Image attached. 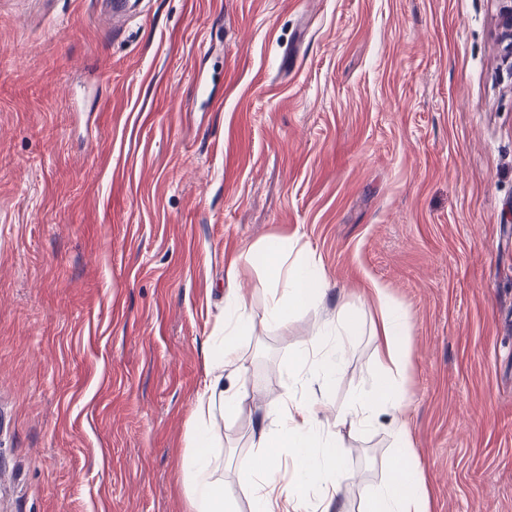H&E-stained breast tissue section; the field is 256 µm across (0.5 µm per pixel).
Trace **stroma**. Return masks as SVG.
<instances>
[{"label": "stroma", "mask_w": 512, "mask_h": 512, "mask_svg": "<svg viewBox=\"0 0 512 512\" xmlns=\"http://www.w3.org/2000/svg\"><path fill=\"white\" fill-rule=\"evenodd\" d=\"M501 0H0V512H189L182 462L232 265L271 238L322 266L323 302L238 340L240 412L216 475L279 397L325 419L377 380L385 289L430 512H512V63ZM347 307L335 376H296ZM382 410L340 429L332 512L392 473Z\"/></svg>", "instance_id": "35a3bbf8"}]
</instances>
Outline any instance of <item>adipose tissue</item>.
Here are the masks:
<instances>
[{
	"label": "adipose tissue",
	"instance_id": "1",
	"mask_svg": "<svg viewBox=\"0 0 512 512\" xmlns=\"http://www.w3.org/2000/svg\"><path fill=\"white\" fill-rule=\"evenodd\" d=\"M244 262L249 266L258 262L263 265L269 322L286 324L290 310L313 306L327 292V281L318 264L292 254L281 239L273 238L250 247ZM372 292L381 314V321L373 330L380 340L374 393L355 399L337 415L331 430L325 429L318 418L328 404L326 398L281 399L274 410V436L259 435L258 450L246 465L251 479L244 490L253 512H307V503L313 498L319 501L321 512H331L343 476L339 427L348 423L371 425L384 408L398 414L389 430L395 465L390 478L370 492L369 512H430L422 473L411 461L410 431L399 417L407 406L403 386L411 358L407 322L392 309L383 288L373 287ZM225 302L224 337L215 345L205 380L196 392L195 418L199 428L193 436V451L182 466L189 485L190 512H227L224 483L217 477L213 464L212 450L217 436L208 425L217 415L237 413L249 395L244 386L225 391L224 376L241 369L238 339L251 329L252 311L236 286H228ZM353 334L354 326L347 313L338 312L335 323L302 348L293 365L294 371L300 374L316 365L327 375H334ZM272 446L286 450L303 471L302 479L292 489H284L277 478L278 463L268 452Z\"/></svg>",
	"mask_w": 512,
	"mask_h": 512
}]
</instances>
